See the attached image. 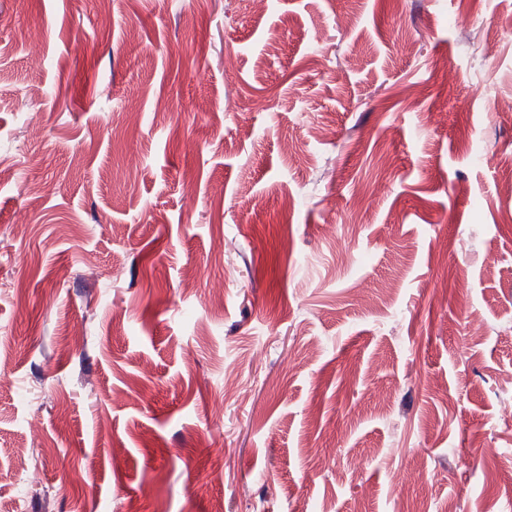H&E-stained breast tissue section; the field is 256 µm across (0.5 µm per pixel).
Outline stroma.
<instances>
[{
  "mask_svg": "<svg viewBox=\"0 0 512 512\" xmlns=\"http://www.w3.org/2000/svg\"><path fill=\"white\" fill-rule=\"evenodd\" d=\"M511 90L512 0H0V512H512Z\"/></svg>",
  "mask_w": 512,
  "mask_h": 512,
  "instance_id": "stroma-1",
  "label": "stroma"
}]
</instances>
